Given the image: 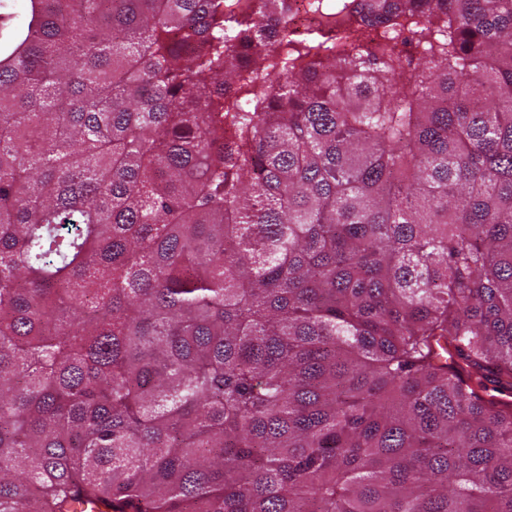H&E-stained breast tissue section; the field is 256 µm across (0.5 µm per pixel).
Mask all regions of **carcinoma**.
Returning a JSON list of instances; mask_svg holds the SVG:
<instances>
[{
	"label": "carcinoma",
	"mask_w": 512,
	"mask_h": 512,
	"mask_svg": "<svg viewBox=\"0 0 512 512\" xmlns=\"http://www.w3.org/2000/svg\"><path fill=\"white\" fill-rule=\"evenodd\" d=\"M288 2L0 0V512H512V0ZM292 9L289 24L294 33L303 36L315 27L317 21L307 10V0H290Z\"/></svg>",
	"instance_id": "1"
}]
</instances>
